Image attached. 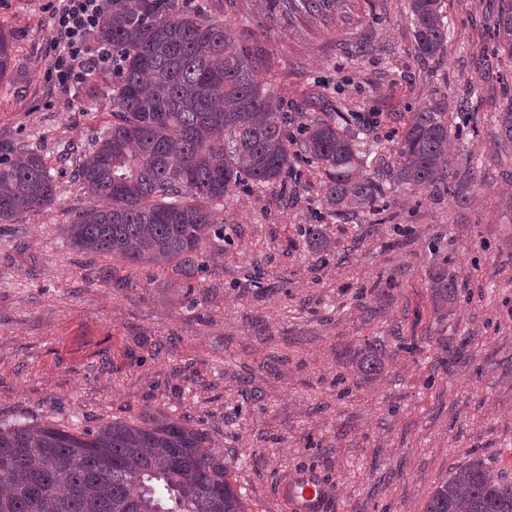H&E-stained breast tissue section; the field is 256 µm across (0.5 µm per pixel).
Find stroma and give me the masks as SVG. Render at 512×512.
I'll return each mask as SVG.
<instances>
[{
    "mask_svg": "<svg viewBox=\"0 0 512 512\" xmlns=\"http://www.w3.org/2000/svg\"><path fill=\"white\" fill-rule=\"evenodd\" d=\"M197 2L269 68L278 111L318 113L325 91L381 179L410 112L470 94L468 120L448 115L462 130L449 175L392 187L377 217L337 212L305 163L287 186L234 187L216 215L224 250L192 294L167 271L77 252L65 227L94 202L75 169L109 95L48 80L51 0H0L13 42L0 141L37 149L58 187L50 209L0 224V423L185 419L223 448L249 512H293L280 489L306 471L328 487L325 512H424L475 458L512 482V150L491 120L512 106V60L494 62L486 21L498 0H441L448 42L425 62L407 0H353L328 26L282 22L269 0ZM441 261L458 283L443 310L427 277ZM371 345L381 366L364 373Z\"/></svg>",
    "mask_w": 512,
    "mask_h": 512,
    "instance_id": "obj_1",
    "label": "stroma"
}]
</instances>
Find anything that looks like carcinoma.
Wrapping results in <instances>:
<instances>
[{"label":"carcinoma","instance_id":"1","mask_svg":"<svg viewBox=\"0 0 512 512\" xmlns=\"http://www.w3.org/2000/svg\"><path fill=\"white\" fill-rule=\"evenodd\" d=\"M346 0H274L285 19L345 9ZM414 51L444 52L448 26L439 0H409ZM512 55V0L489 21ZM93 39L112 45V121L81 159L78 179L97 208L76 213L66 232L81 253L150 265L177 276L189 291L224 240L216 206L237 186L283 182L302 156L323 169L328 204L385 211L384 182L361 174L364 149L348 118L272 111L276 97L247 49L228 50L232 31L203 20L188 0H111ZM12 44L0 32V78ZM447 106L432 101L411 113L393 141V182L426 186L442 179L451 130ZM501 147L512 145V107L495 117ZM56 183L42 155L21 142H0V224L46 210ZM436 305L457 291L444 260L430 276ZM224 451L209 434L167 415L138 423L115 419L94 429L46 423H0V512H247L229 481ZM425 512H512V483L494 479L475 459L434 488Z\"/></svg>","mask_w":512,"mask_h":512}]
</instances>
